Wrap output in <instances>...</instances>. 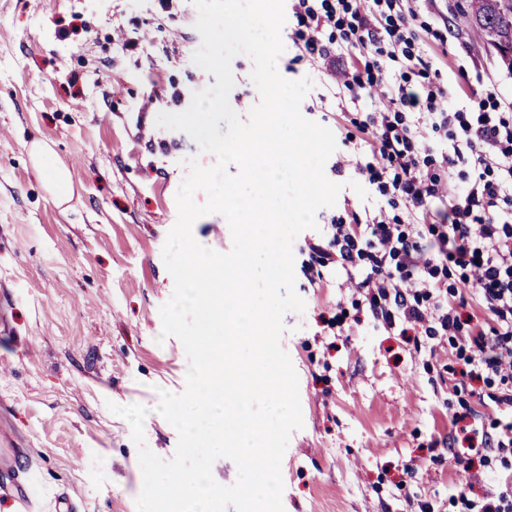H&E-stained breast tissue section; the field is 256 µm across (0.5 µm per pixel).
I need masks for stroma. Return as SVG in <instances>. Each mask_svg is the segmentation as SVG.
Here are the masks:
<instances>
[{
  "instance_id": "stroma-1",
  "label": "stroma",
  "mask_w": 512,
  "mask_h": 512,
  "mask_svg": "<svg viewBox=\"0 0 512 512\" xmlns=\"http://www.w3.org/2000/svg\"><path fill=\"white\" fill-rule=\"evenodd\" d=\"M414 29L430 28L433 62L459 97L490 79L512 102V70L472 31L466 0H415ZM191 0H0V439L11 468L35 464L71 496L76 512H137L143 478L129 423L110 404L147 408L146 444L163 460L178 435L158 412L159 390L182 393L188 358L162 337L160 308L174 284L162 250L177 220L185 158L215 162L185 132L158 127L148 100L185 110L216 79L193 61L201 45ZM282 32L281 76L313 82L302 115L337 142L325 165L340 183L332 216H366L375 190L356 175L343 117L368 110L333 95L328 79ZM248 56L233 58L231 107L247 115L259 99ZM180 100H173V93ZM52 150L69 171L59 201L37 170ZM293 243L303 312L284 317L281 346L299 381L303 426L281 460L285 512H459L452 486L468 437L512 419L453 393L461 368L447 343L388 334L348 286L311 287L307 245ZM341 315L339 329L329 319Z\"/></svg>"
}]
</instances>
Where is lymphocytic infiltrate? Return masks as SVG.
<instances>
[{"instance_id":"1","label":"lymphocytic infiltrate","mask_w":512,"mask_h":512,"mask_svg":"<svg viewBox=\"0 0 512 512\" xmlns=\"http://www.w3.org/2000/svg\"><path fill=\"white\" fill-rule=\"evenodd\" d=\"M288 11L319 72L340 70L338 92L360 101L376 89L383 100L351 118L345 140L363 142L355 169L384 205L364 220L331 218L310 254L328 275L356 272L357 292L385 329L446 338L467 366L454 387L482 383V404L511 409L512 113L462 111L431 79L410 0H288ZM328 28L338 40H322ZM413 74L424 79L416 89ZM401 206L407 218L388 216ZM468 288L485 323L462 312ZM473 452L501 488L475 497L471 482H456L464 512H512V422L482 433Z\"/></svg>"}]
</instances>
